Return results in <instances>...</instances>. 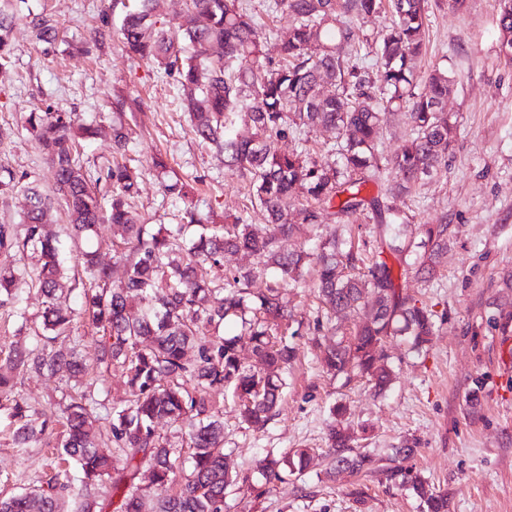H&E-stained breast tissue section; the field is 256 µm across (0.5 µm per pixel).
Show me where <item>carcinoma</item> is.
<instances>
[{
    "instance_id": "carcinoma-1",
    "label": "carcinoma",
    "mask_w": 512,
    "mask_h": 512,
    "mask_svg": "<svg viewBox=\"0 0 512 512\" xmlns=\"http://www.w3.org/2000/svg\"><path fill=\"white\" fill-rule=\"evenodd\" d=\"M274 5L293 18L285 32L264 34L241 0H188L173 25L157 16V0H134L119 28L129 56L177 75L193 134L223 152L225 166L247 177L251 203L267 221L263 233L241 218L216 224L199 213L189 202L188 185L169 175L160 157L153 167L164 191L184 203L180 224L154 230L140 223L128 203L139 192V169L116 161L91 178L77 150L90 128L71 112L30 114L55 184L47 194L30 186L27 175L14 172L5 182L23 188L28 205L22 223L0 224V255L11 259L0 263V306L18 308L25 288H37L44 297L35 346L10 352L0 364V396L9 402L14 445L26 448L54 435L46 410L18 393L19 377L63 367L75 376L83 372L75 350L50 347L73 321L61 285L62 245L44 229L55 201L66 207L71 242L82 247L87 281L82 311L102 329V360L121 365L135 399L113 411L105 438L98 440L92 433V397L70 398L60 410L63 435L53 447L62 460L76 465V478L56 474L29 491L1 498L0 512H64L66 505L71 512H107L112 506L115 512H139L147 492L139 484L142 471L153 484L180 475V451L156 434L155 423L163 418L187 426L192 465L179 492L161 501L156 512H224L225 490L236 478L221 448L224 421L209 396L232 391L238 419L249 429L262 430L279 415L285 374L297 354L288 339L292 313L284 288L304 279L309 265L327 322L370 307L352 334L337 337L325 351L327 373L360 376L382 394L395 375L386 339L402 336L417 353L431 341L436 312L404 294L400 281L411 275L426 282L435 278L448 253V225L413 224L387 202L438 174L451 145L445 112L453 86L448 70H432L428 92L415 93L412 62L422 54L428 0H274ZM386 5L394 20L373 37L358 35L344 20L376 14ZM31 23L41 41L54 40L52 19L40 15ZM498 29L501 52L512 54V0H498ZM10 33L11 25L1 19V66L11 57ZM270 40L276 60L268 56ZM358 40L372 49L382 74L377 95L346 56L345 48ZM405 104L410 138L384 161L378 149L382 114ZM313 126L333 134L324 155L312 156L303 144L288 153L275 147ZM129 142L130 128L121 120L112 122L113 153L124 157ZM383 166L391 177L386 192L362 195ZM102 181L112 187L108 220L113 234L128 245V252L119 255L117 282L94 244L103 212ZM301 196L315 205H298ZM366 210L378 230L377 250L366 258L335 229L319 237L312 252L280 248L305 226L345 224ZM240 252L253 258L251 265L224 273L222 280L208 277L207 268ZM263 277L269 280L266 288L252 292L251 283ZM234 319L249 337L251 366L241 360L240 338L220 334ZM328 446V475L378 474L412 491L422 512H448V497L429 491L423 475L403 465L417 452L416 442L375 457L354 448L350 433L336 424L329 429ZM310 460L309 448L267 453L258 461L261 480L250 485L251 494L258 499L288 475L303 477ZM103 484L107 497L97 502L92 491Z\"/></svg>"
}]
</instances>
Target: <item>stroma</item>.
Wrapping results in <instances>:
<instances>
[{
  "label": "stroma",
  "mask_w": 512,
  "mask_h": 512,
  "mask_svg": "<svg viewBox=\"0 0 512 512\" xmlns=\"http://www.w3.org/2000/svg\"><path fill=\"white\" fill-rule=\"evenodd\" d=\"M121 0H21L12 20L13 53L0 71V166L27 173L50 191L54 172L37 148L28 122L33 112H73L95 134L84 141L83 167L99 175L111 164L112 121L132 129L126 159L143 178L132 207L152 227L175 224L179 208L165 199L151 164L163 157L169 169L196 189L204 213L243 217L263 224L250 204L249 182L225 168L214 146L195 138L180 106L173 77L126 55L118 35ZM45 15L56 25L52 42L36 39L30 21ZM427 52L418 72L446 68L453 80L446 110L454 122L446 167L422 181L395 205L412 223L447 220L452 232L438 278L403 282L406 293L433 307L436 331L422 352L409 351L401 338L387 348L396 378L377 396L359 377L323 373L320 356L333 343L316 330L319 299L312 283L291 289L301 325L294 341L298 356L288 371L279 416L261 432L240 426L232 395H225L224 452L244 479L224 496V512H420L411 491L382 483L371 474L326 479L324 437L334 403L346 404L352 427H366L362 450L384 456L404 439L418 441L411 463L433 491L448 495L449 512H512V325L501 327L500 312H512V60L499 48L496 0H429ZM43 298L24 294L25 316L0 307V352L34 343ZM67 348L80 339L89 367L86 380L99 414L126 407L131 398L118 367L99 364L101 330L81 316V292ZM68 383L67 373L26 375L20 390L39 407L53 406ZM7 401L0 400V498L39 484L51 453L44 440L15 447ZM313 448L317 456L302 479L288 478L262 498L246 485L257 482L256 462L266 453ZM364 492L355 502L352 492Z\"/></svg>",
  "instance_id": "obj_1"
}]
</instances>
